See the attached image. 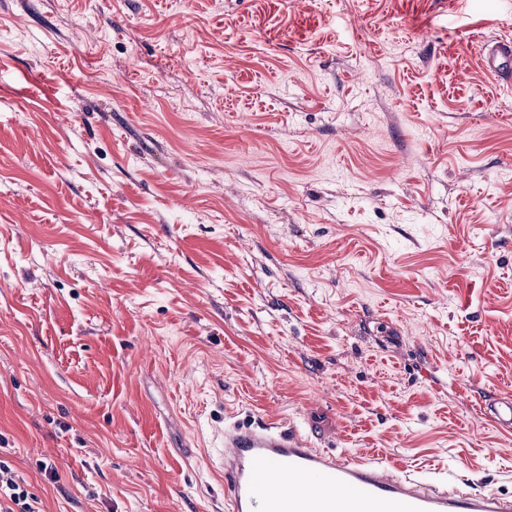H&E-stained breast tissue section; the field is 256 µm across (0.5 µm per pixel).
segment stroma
<instances>
[{
    "instance_id": "35a3bbf8",
    "label": "stroma",
    "mask_w": 512,
    "mask_h": 512,
    "mask_svg": "<svg viewBox=\"0 0 512 512\" xmlns=\"http://www.w3.org/2000/svg\"><path fill=\"white\" fill-rule=\"evenodd\" d=\"M501 37L512 0H0V448L44 512H224L217 431L270 417L512 495ZM483 63L485 70L497 81L509 84L512 79V40L496 39L485 44ZM482 415L502 429L512 430V393L496 396L480 404Z\"/></svg>"
}]
</instances>
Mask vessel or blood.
Segmentation results:
<instances>
[{
  "label": "vessel or blood",
  "instance_id": "1",
  "mask_svg": "<svg viewBox=\"0 0 512 512\" xmlns=\"http://www.w3.org/2000/svg\"><path fill=\"white\" fill-rule=\"evenodd\" d=\"M485 70L512 82V40L484 47ZM482 415L512 430V393L482 403ZM227 512H512V496L456 484H425L377 458L314 447L278 420L225 426L219 452Z\"/></svg>",
  "mask_w": 512,
  "mask_h": 512
}]
</instances>
